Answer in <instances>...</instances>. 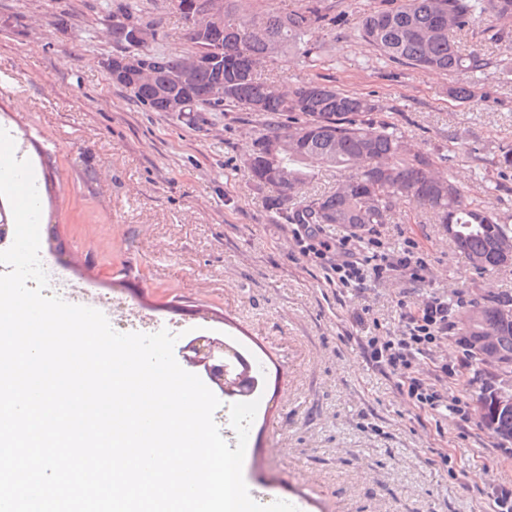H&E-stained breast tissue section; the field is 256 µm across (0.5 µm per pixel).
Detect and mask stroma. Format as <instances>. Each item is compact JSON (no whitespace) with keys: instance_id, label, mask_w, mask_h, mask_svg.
<instances>
[{"instance_id":"stroma-1","label":"stroma","mask_w":512,"mask_h":512,"mask_svg":"<svg viewBox=\"0 0 512 512\" xmlns=\"http://www.w3.org/2000/svg\"><path fill=\"white\" fill-rule=\"evenodd\" d=\"M147 6L155 50L190 43L170 0H0V128L39 166L34 140L48 139L58 205L44 211L58 241L40 251L92 292L112 296V327L135 304L152 331L177 335L180 366L190 341L223 339L262 359V397L251 425L243 477L281 498L298 493L315 512H491L494 484H512V453L484 424L471 371L439 380L435 361L455 360L461 327L414 367L417 377L465 402L471 422L419 409L398 376L367 362L368 336L404 329L401 302L423 286L403 283L345 293L299 254L292 226L271 209L245 160L259 128L254 115L156 112L112 84L101 66L116 54L111 15L126 2ZM335 27L319 35L321 61L291 60L257 74L285 90L319 79L379 100L412 146L446 155L468 200L512 224V176L495 161L512 145V46L474 29L466 50L489 59L480 74L444 75L383 63L359 38L382 0H325ZM471 83L462 103L451 86ZM382 239H413L427 254L433 287L465 299L512 293V265L474 269L433 214L397 201Z\"/></svg>"}]
</instances>
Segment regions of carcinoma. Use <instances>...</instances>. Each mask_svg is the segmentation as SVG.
<instances>
[{"mask_svg":"<svg viewBox=\"0 0 512 512\" xmlns=\"http://www.w3.org/2000/svg\"><path fill=\"white\" fill-rule=\"evenodd\" d=\"M324 0H299L292 9L276 10L259 0H213L224 10V31L218 42L224 77V102H213L209 92L216 73L193 72L185 94L187 111L203 108L224 111L234 107L258 117L247 166L253 179L272 189L271 206L290 224H318L320 215L336 216L334 224L367 232L386 223L394 202L405 198L432 211L448 232L459 254L478 270L505 265L499 245L512 242V225L478 203L467 200L451 176L441 171L440 158L415 152L397 125L377 120V100L348 94L318 81H302L286 92L257 78L266 63L295 59L314 67L323 45L317 33L336 25ZM512 17V0H384V7L361 23V39L386 60L427 72H480L488 59L463 53L450 40L451 30L467 31L479 22L492 24ZM112 41L125 51L146 57L151 67L176 75L186 69L201 49L191 40L185 54L157 52L135 46L118 28ZM112 83L132 88L133 96L155 112H165L166 96L150 75ZM322 167L351 170L329 195L294 203L298 186ZM512 308V294L474 299L461 306L463 336L469 351L485 332H496L493 353L512 363V326L498 323L501 311ZM485 424L498 437H512V411L498 407L497 395L484 385L477 394Z\"/></svg>","mask_w":512,"mask_h":512,"instance_id":"1","label":"carcinoma"}]
</instances>
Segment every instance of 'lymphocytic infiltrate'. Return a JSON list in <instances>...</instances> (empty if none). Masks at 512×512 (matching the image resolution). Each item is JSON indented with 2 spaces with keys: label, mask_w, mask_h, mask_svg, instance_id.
Wrapping results in <instances>:
<instances>
[{
  "label": "lymphocytic infiltrate",
  "mask_w": 512,
  "mask_h": 512,
  "mask_svg": "<svg viewBox=\"0 0 512 512\" xmlns=\"http://www.w3.org/2000/svg\"><path fill=\"white\" fill-rule=\"evenodd\" d=\"M294 239L302 256L320 264L328 283L348 292L360 293L368 287L396 281L423 284L432 279L429 260L409 240L392 248L375 234L328 238L319 224L298 225ZM459 302L456 292L427 293L403 313L405 329L401 335L366 337L363 351L369 361L399 376L408 397L420 409L454 416L466 423L470 416L460 399L444 396L434 384L413 374L414 364L447 336L453 309Z\"/></svg>",
  "instance_id": "obj_1"
}]
</instances>
